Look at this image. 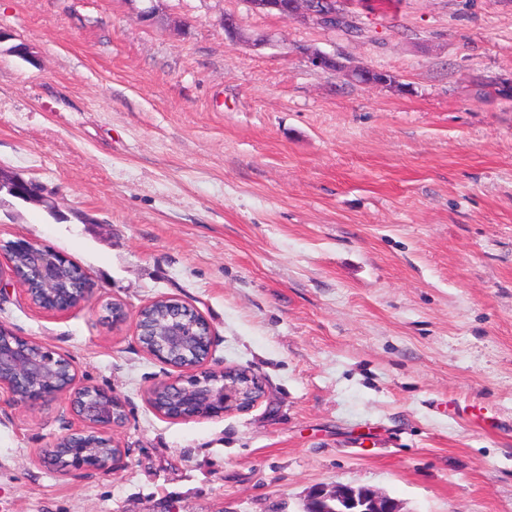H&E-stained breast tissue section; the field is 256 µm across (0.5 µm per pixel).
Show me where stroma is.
<instances>
[{"mask_svg": "<svg viewBox=\"0 0 512 512\" xmlns=\"http://www.w3.org/2000/svg\"><path fill=\"white\" fill-rule=\"evenodd\" d=\"M0 0V239L54 247L96 294L62 316L17 288L0 322L112 390L117 471L41 449L66 401L0 400V512H303L342 483L401 512H512V0H342L354 30L245 0ZM234 16L264 47L230 42ZM314 47L394 74L313 68ZM195 308L210 364L262 399L171 420L178 372L129 314Z\"/></svg>", "mask_w": 512, "mask_h": 512, "instance_id": "obj_1", "label": "stroma"}]
</instances>
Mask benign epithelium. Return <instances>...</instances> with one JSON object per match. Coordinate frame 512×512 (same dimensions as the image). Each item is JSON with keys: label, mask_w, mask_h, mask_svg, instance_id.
I'll return each instance as SVG.
<instances>
[{"label": "benign epithelium", "mask_w": 512, "mask_h": 512, "mask_svg": "<svg viewBox=\"0 0 512 512\" xmlns=\"http://www.w3.org/2000/svg\"><path fill=\"white\" fill-rule=\"evenodd\" d=\"M340 0H246L249 8L258 14L277 16L289 21L311 20L315 24L334 29L349 21L338 6ZM309 63L315 68L335 67L351 79H364L376 87H393L397 77L388 71L361 69L338 61L334 55L318 50H305ZM0 240V285L15 283L25 298H30L27 286L56 281L66 255L37 244L23 236L10 240L2 247ZM94 285L84 274L70 288L58 294L54 306L47 312L66 313L82 303L90 302ZM203 337L206 352H211L212 332L200 313L181 308L170 311L164 325L151 336L147 354L165 363L172 356L185 361L180 367L184 375L165 380L164 417L173 420L213 419L227 413L244 412L258 403L264 394L261 379L242 367L212 368L209 359L195 361L187 354L190 339ZM66 358L38 342L17 335L12 327L0 323V395L5 394L16 403L45 406L58 400L69 402L75 423L69 432L58 439L65 444L53 459V465L66 474L90 471H115L123 464L125 452L115 440L114 429L126 421L122 400L112 391L83 384L74 378L69 385L58 380L55 369L64 365ZM96 436L116 448L101 454L81 447L87 436ZM304 512H399L390 498L378 496L363 488L338 484L332 489H316L307 499Z\"/></svg>", "instance_id": "benign-epithelium-1"}]
</instances>
